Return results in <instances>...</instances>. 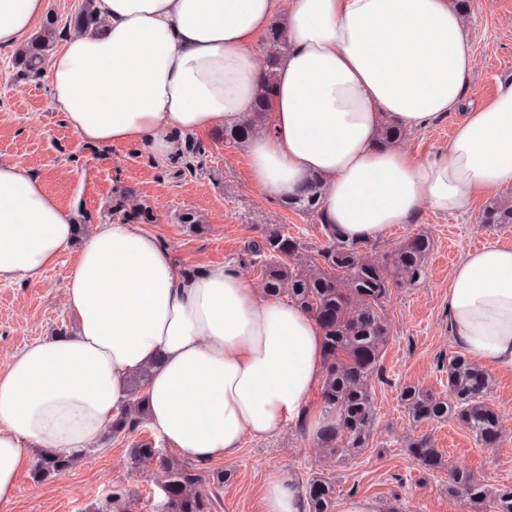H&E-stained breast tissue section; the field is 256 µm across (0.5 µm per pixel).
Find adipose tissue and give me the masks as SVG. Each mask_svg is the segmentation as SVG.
Instances as JSON below:
<instances>
[{"instance_id":"obj_1","label":"adipose tissue","mask_w":512,"mask_h":512,"mask_svg":"<svg viewBox=\"0 0 512 512\" xmlns=\"http://www.w3.org/2000/svg\"><path fill=\"white\" fill-rule=\"evenodd\" d=\"M46 0H0V47L15 48ZM102 34H73L49 60L50 94L87 145L135 144L158 164L191 135L249 119L262 82L253 47L285 14L290 49L263 133L247 144L254 183L285 197L311 178L339 236L372 241L421 205L444 214L512 185V82L468 112L423 159L383 143L453 111L473 60L448 0H97ZM75 213L0 161V280H36L73 239ZM76 335L37 341L0 374V503L30 448L80 454L152 375L148 419L189 461L239 451L284 422L329 423L312 396L322 331L298 305L259 297L229 267L187 271L133 224L96 227L68 277ZM448 331L475 360L512 372V248L466 253L448 286ZM261 512H307L297 483L269 478Z\"/></svg>"}]
</instances>
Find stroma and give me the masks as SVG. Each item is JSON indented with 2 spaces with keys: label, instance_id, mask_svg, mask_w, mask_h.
Masks as SVG:
<instances>
[{
  "label": "stroma",
  "instance_id": "obj_1",
  "mask_svg": "<svg viewBox=\"0 0 512 512\" xmlns=\"http://www.w3.org/2000/svg\"><path fill=\"white\" fill-rule=\"evenodd\" d=\"M459 8L473 70L454 112L427 128L404 131L397 140V147L420 159L447 146L464 114L512 81V0H461ZM16 56L15 49H0V160L39 177L63 206L75 207L77 223L90 228L147 207L146 229L182 268L230 266L260 291L264 266L254 246L269 230L298 240L303 263L319 262L326 244L319 218L286 208L279 196L254 185L244 146L230 144L223 131L186 137L187 149L198 152L190 165L181 158L156 164L131 144L86 146L54 108L48 76L19 79ZM494 197L512 199V187L477 196L462 214L421 208L367 250L369 259L386 268L412 236L424 234L431 241L420 278L391 287L384 302L389 338L371 380L375 419L368 448L354 456L334 453L293 423L264 439L245 438L236 455L215 464L229 475L215 512H261V489L274 475L302 486L313 477L326 478L334 483L337 500L365 496L378 512H467L448 493V473L455 468L471 472L492 491L512 485V373L488 371L485 402L497 413L501 430L492 444L455 418L412 422L400 399L411 386L436 396L448 392V357L457 351L448 333V282L467 252L486 245L512 247V224L479 221ZM186 212L196 214L199 226L181 222ZM79 248L72 243L40 279L0 280V374L27 344L72 333L65 288ZM424 435L442 455L433 471L408 452ZM142 440H159L149 424L129 435L105 433L61 477L38 482L30 470H22L13 499L0 503V512H87L101 504L107 512H154L162 475L157 466L135 465L129 458L132 444ZM115 489L122 490V498L108 500Z\"/></svg>",
  "mask_w": 512,
  "mask_h": 512
}]
</instances>
